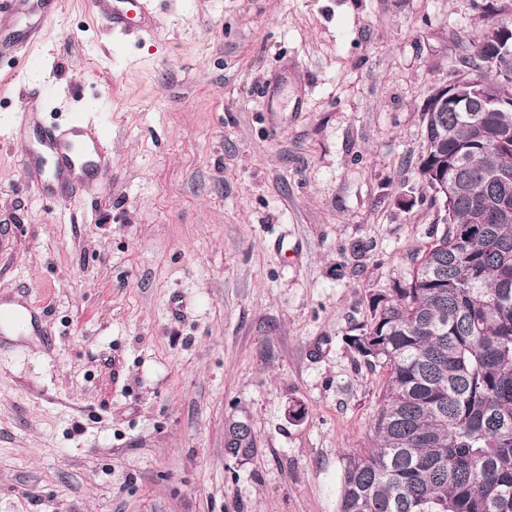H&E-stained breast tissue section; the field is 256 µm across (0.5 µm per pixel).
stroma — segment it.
<instances>
[{
	"mask_svg": "<svg viewBox=\"0 0 512 512\" xmlns=\"http://www.w3.org/2000/svg\"><path fill=\"white\" fill-rule=\"evenodd\" d=\"M91 2L0 56V299L45 309L0 338V512H338L388 376L349 339L440 229L422 109L512 0H157L150 38ZM46 81L112 155L63 202L14 122ZM246 422H247V425H246L245 429H243L242 432H236V434H233L234 437H233V439L230 440V442L228 441V444H226V437H225L224 450H225L226 454L234 452L237 449L239 450L240 448L253 449L251 454L248 456V458H250L255 453V450H256V448H254L255 447V438L252 433V429H251L249 422L247 420H246ZM246 422L243 420L233 421L229 424L228 431H229L230 427L231 428L235 427L236 430L242 429V428H244V425L246 424Z\"/></svg>",
	"mask_w": 512,
	"mask_h": 512,
	"instance_id": "obj_1",
	"label": "stroma"
}]
</instances>
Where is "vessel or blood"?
<instances>
[{
  "mask_svg": "<svg viewBox=\"0 0 512 512\" xmlns=\"http://www.w3.org/2000/svg\"><path fill=\"white\" fill-rule=\"evenodd\" d=\"M93 4L109 31L126 33L133 29L145 35L155 31L151 0H93ZM58 13V0H0V17L9 21L20 17L29 20L20 41L1 46L0 52L17 56L28 54ZM52 91V86L48 85L43 92L26 96L16 115L17 124H26L37 114L43 94ZM111 164L102 124L86 121L81 116L69 117L61 125L38 128L22 160L26 177L39 194L61 201L66 200L70 192L81 189L95 170ZM41 312V305L26 295L0 305V334L12 331L26 335Z\"/></svg>",
  "mask_w": 512,
  "mask_h": 512,
  "instance_id": "1",
  "label": "vessel or blood"
}]
</instances>
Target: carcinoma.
<instances>
[{
	"mask_svg": "<svg viewBox=\"0 0 512 512\" xmlns=\"http://www.w3.org/2000/svg\"><path fill=\"white\" fill-rule=\"evenodd\" d=\"M484 48L471 40L462 67L495 81ZM428 118L422 165L444 164L448 222L354 346L388 379L339 512H512V175L497 176L512 170V111ZM254 447L248 425L224 450Z\"/></svg>",
	"mask_w": 512,
	"mask_h": 512,
	"instance_id": "1",
	"label": "carcinoma"
}]
</instances>
